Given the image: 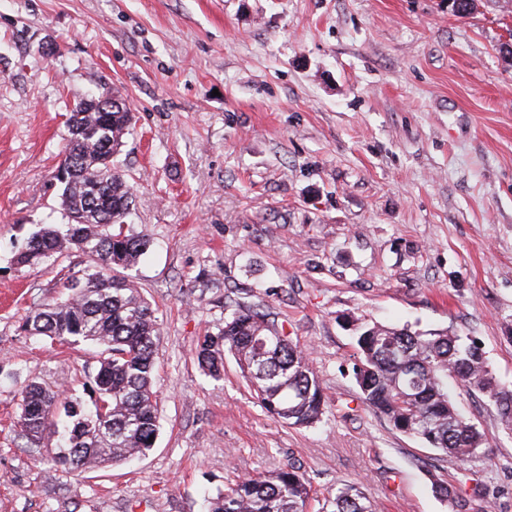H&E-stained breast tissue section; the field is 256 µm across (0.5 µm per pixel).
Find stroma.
<instances>
[{
	"instance_id": "stroma-1",
	"label": "stroma",
	"mask_w": 512,
	"mask_h": 512,
	"mask_svg": "<svg viewBox=\"0 0 512 512\" xmlns=\"http://www.w3.org/2000/svg\"><path fill=\"white\" fill-rule=\"evenodd\" d=\"M134 110L116 164L125 275L156 311L159 432L82 472L29 452L19 392L82 395L102 347L48 349L28 310L94 268L14 245L58 224L65 120L89 94ZM256 304L309 358L316 424L270 416L232 355L194 348ZM473 337L512 387V0H0V512H206L205 493L292 465L316 499L359 484L377 512H512V432L449 383L487 455L438 458L360 398L353 320ZM447 486L441 495L439 486Z\"/></svg>"
}]
</instances>
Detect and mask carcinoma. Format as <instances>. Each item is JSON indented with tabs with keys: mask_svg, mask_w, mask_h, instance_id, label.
Segmentation results:
<instances>
[{
	"mask_svg": "<svg viewBox=\"0 0 512 512\" xmlns=\"http://www.w3.org/2000/svg\"><path fill=\"white\" fill-rule=\"evenodd\" d=\"M104 111L74 108L67 117L66 178L59 208L63 224L33 233L16 262L76 250L98 270L73 277L69 294L30 309L21 329L40 342L105 347L86 385L91 403L63 397L32 382L21 392L18 427L38 456L69 469L115 465L139 456L158 435L155 352L159 328L154 310L121 275L149 249L125 230L134 189L116 170L133 120L127 100L114 96ZM354 374L362 402L394 428L443 456L467 462L482 454L486 438L456 407L448 380L492 402L503 428L512 430V389L498 383L478 345L446 331H412L378 324L358 327ZM236 360L262 407L293 427L323 415L324 394L304 351L257 306L236 304L218 332L199 337L195 357L205 375L220 379L224 353ZM311 487L296 468L242 477L208 501L207 512H307ZM319 512H376L361 487L343 484Z\"/></svg>",
	"mask_w": 512,
	"mask_h": 512,
	"instance_id": "1",
	"label": "carcinoma"
}]
</instances>
